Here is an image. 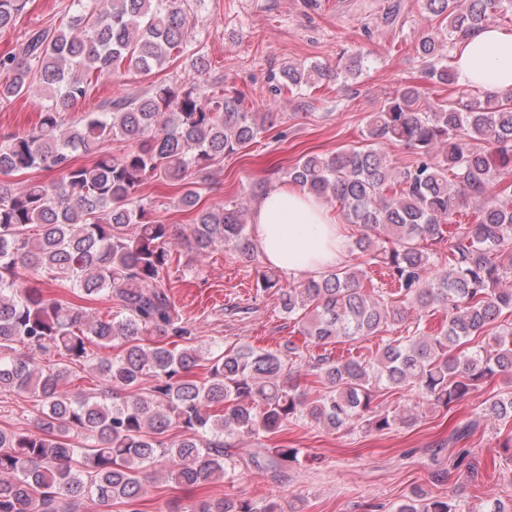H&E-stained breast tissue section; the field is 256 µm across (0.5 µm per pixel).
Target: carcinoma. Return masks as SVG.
<instances>
[{
  "label": "carcinoma",
  "mask_w": 512,
  "mask_h": 512,
  "mask_svg": "<svg viewBox=\"0 0 512 512\" xmlns=\"http://www.w3.org/2000/svg\"><path fill=\"white\" fill-rule=\"evenodd\" d=\"M27 2L0 0V30ZM74 2L67 24L29 31L20 55L0 59V105L35 85L39 93L35 126L0 135V175L57 173L0 180V391L26 395L36 410L33 428L0 429V512H82L89 501L115 500L139 512L151 475L187 489L222 481L234 469L225 449L294 420L332 432L411 425L412 415L377 402L382 389L407 388L419 404L449 409L499 377L505 388L486 399L485 415L512 421V328L493 331L512 311V290L501 287L512 276V92L424 110L421 84L405 85L372 114L365 146L307 152L285 172L288 182L340 202L358 227L352 250L382 269L379 286L363 288L366 271L345 265L298 286L259 269L256 287L275 290L316 347L402 326L407 335L387 339L368 361L307 354L291 341L275 351L204 352L165 290L171 248L180 245L196 269L217 244L255 260L246 208L204 207L201 191L207 170L257 142L274 113L202 90L210 61L188 39L201 0ZM422 9L446 22L443 34L418 43L422 79L448 87L459 85L455 45L512 15V0H423ZM180 58L191 78L70 117L92 83L122 70L147 76ZM362 68L358 55L334 69L288 65L280 84L302 95ZM389 145L411 148L414 161L396 167ZM78 155L91 163L76 164ZM149 178L181 186L175 204L192 224L177 243L141 194ZM468 199L479 203L477 215L457 225L453 216ZM423 240L430 247H420ZM53 286L75 290L80 302ZM112 298L118 311L109 318L84 306ZM431 308L445 321L428 331L423 313ZM91 343L105 353L90 356ZM304 369L320 379V396L310 399L293 384ZM86 370L99 379L95 392L63 389ZM174 428L181 434L171 437ZM278 509L273 500L260 506L227 497L171 512ZM394 512L453 508L446 497L414 492Z\"/></svg>",
  "instance_id": "obj_1"
}]
</instances>
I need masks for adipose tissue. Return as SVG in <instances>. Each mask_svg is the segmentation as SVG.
Instances as JSON below:
<instances>
[{"label":"adipose tissue","mask_w":512,"mask_h":512,"mask_svg":"<svg viewBox=\"0 0 512 512\" xmlns=\"http://www.w3.org/2000/svg\"><path fill=\"white\" fill-rule=\"evenodd\" d=\"M455 66L471 85L491 92L512 89V32L475 31L461 42ZM253 232L267 262L297 277L333 268L347 247L322 201L294 186L261 194Z\"/></svg>","instance_id":"1"}]
</instances>
